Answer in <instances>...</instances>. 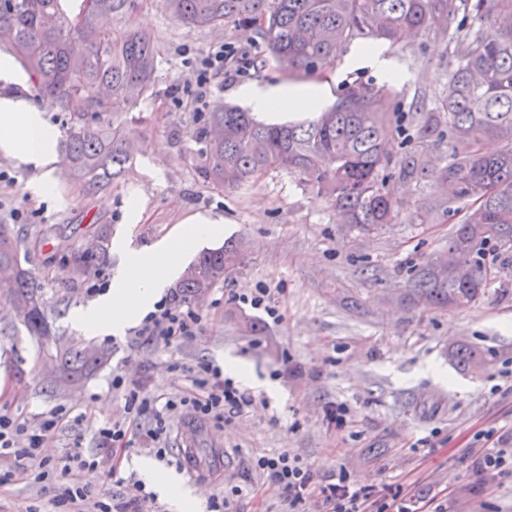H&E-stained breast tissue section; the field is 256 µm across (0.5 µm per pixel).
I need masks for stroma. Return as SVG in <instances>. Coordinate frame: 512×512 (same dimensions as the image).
I'll use <instances>...</instances> for the list:
<instances>
[{
  "mask_svg": "<svg viewBox=\"0 0 512 512\" xmlns=\"http://www.w3.org/2000/svg\"><path fill=\"white\" fill-rule=\"evenodd\" d=\"M115 30L149 33L157 48L154 92L131 112L109 118L129 138L133 158L110 184L91 189L64 179L54 161V190L33 192V172L0 154V223L15 224L20 255L42 287L57 343L83 340L68 314L90 304L88 282L97 273L113 275L118 263L114 239L131 237L148 246L174 237L187 218L200 215L224 220L223 235L199 243L214 249L225 239L241 238L251 259L237 275L209 290L192 307L202 315V329L177 346L147 341L133 333L99 340L109 353L106 365L81 387L50 394L53 364L38 340L23 326L0 335V412L26 418L48 414L58 406L83 415L51 442V454H63L75 438L100 464L78 473L91 494L103 491L125 498L128 482L138 475L130 462L146 456L135 446L112 462L95 447V427L124 416V401L112 389V375L125 373L152 394L172 396L189 388L184 368L206 360L223 366L225 356L247 364L259 381L250 393L254 406L223 424L203 423L195 442L201 456L224 451V468L216 487L196 486L204 499L229 498L228 512H288L281 491L269 485L253 462L262 455L289 450L311 464L322 479L345 467L357 486L383 496L388 488L419 481L422 488L448 501L447 512H512V473L483 474L473 461L484 443L481 430L512 427V266L500 268L487 294L464 308L422 311L398 302L413 266L444 252L461 215L429 211L444 186L427 178L420 183H391L402 202L397 223L363 235L339 224L331 197L284 170H272L252 184L224 189L203 181L201 145L195 132L207 107L241 104L240 86L277 85L288 75L267 48L226 26L194 30L165 11L159 0H136L128 13L111 18ZM246 44L263 59L260 70H247L225 83L206 105L192 103L186 90L201 59L222 44ZM455 40L422 38L413 46L385 50L399 72L393 83L404 103L424 100L435 107L445 95ZM330 87L332 105L351 85H386L374 69H348L337 61L319 77ZM143 204L142 218L128 223L132 197ZM26 220L16 223V212ZM44 233L32 238L35 227ZM105 250L90 254L95 240ZM85 273H78V266ZM271 289L285 314L276 321L252 310L241 295ZM250 312L265 327L260 336L237 330V313ZM465 344L483 364L465 370L451 351ZM183 369L171 371V362ZM440 366L438 379L429 365ZM346 402L351 421L343 430L329 425L325 411ZM53 492L20 480L0 491V512H26L47 506Z\"/></svg>",
  "mask_w": 512,
  "mask_h": 512,
  "instance_id": "1",
  "label": "stroma"
}]
</instances>
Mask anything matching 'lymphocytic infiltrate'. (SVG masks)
Wrapping results in <instances>:
<instances>
[{"mask_svg":"<svg viewBox=\"0 0 512 512\" xmlns=\"http://www.w3.org/2000/svg\"><path fill=\"white\" fill-rule=\"evenodd\" d=\"M251 63L252 55L247 48L232 44L213 48L201 61L195 81L196 99L205 100L211 94L214 82L231 71H244ZM201 325L202 318L195 310L163 301L146 316L139 333L171 347L195 335ZM189 373L191 388L186 395L177 399L170 397L163 402L124 374H113L112 388L122 394L126 416L96 428L94 440L97 447L108 449L117 457L136 442L143 441L162 458L168 453L164 411L187 407L195 419L224 423L252 406V397L232 379L224 377L217 367L201 362L190 368ZM68 421L79 424L83 418L72 415L67 408L56 409L34 423L1 413L0 461L7 462L8 467L0 470V487L22 480L30 473L36 480L51 483L52 512H82L81 505L88 493L74 478L73 472L97 467V457L83 454L77 448L63 458L45 453L48 444ZM256 466L271 485L286 495L289 512H305L306 503L314 498L319 500L322 512H445L443 505H429L422 491L412 487H398L387 501H379L371 491L354 484L342 467L338 468L332 481L318 483L312 466L287 450L257 458Z\"/></svg>","mask_w":512,"mask_h":512,"instance_id":"f902f5d3","label":"lymphocytic infiltrate"}]
</instances>
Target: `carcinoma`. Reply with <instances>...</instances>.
I'll return each mask as SVG.
<instances>
[{
    "instance_id": "cac0c4a2",
    "label": "carcinoma",
    "mask_w": 512,
    "mask_h": 512,
    "mask_svg": "<svg viewBox=\"0 0 512 512\" xmlns=\"http://www.w3.org/2000/svg\"><path fill=\"white\" fill-rule=\"evenodd\" d=\"M189 27L232 24L262 41L295 79L313 78L336 64L348 47L387 43L408 46L419 35L458 38L439 107L415 104L401 111L390 89L347 88L314 121L264 124L233 105L218 104L197 133L202 179L235 189L270 170L283 169L336 200L338 223L369 233L394 224L398 199L387 182H420L427 176L448 185L451 200L465 209L448 236V250L471 268L468 281L435 258L408 278L405 299L417 308L443 311L477 302L494 279L486 255L512 259V0H162ZM135 0H0V34L6 50L28 75L37 95L66 113L71 126L63 144L68 174L94 188L119 175L131 150L125 134L95 125L103 116L133 109L154 88L157 49L142 31H112L98 24ZM413 125L427 145L448 136L451 152L439 170L428 169L421 152L395 159L386 141ZM250 260L245 243L229 239L202 252L176 285L184 301L231 277L225 262ZM0 304L5 319L32 336L56 333L48 321L43 289L19 258L13 228L0 224ZM29 310L19 318L15 305ZM453 357L464 368L479 364L461 344ZM107 353L76 342L56 352L58 376L80 384L107 362Z\"/></svg>"
}]
</instances>
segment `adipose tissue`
Returning <instances> with one entry per match:
<instances>
[{"label":"adipose tissue","instance_id":"ef3b65f1","mask_svg":"<svg viewBox=\"0 0 512 512\" xmlns=\"http://www.w3.org/2000/svg\"><path fill=\"white\" fill-rule=\"evenodd\" d=\"M11 57L0 55V84L7 90L0 94V154L16 158L23 165L38 170L37 190L51 192L52 182L44 168L52 158L58 133L44 118V111L15 88L24 84ZM328 88L320 83L299 85L240 87L239 94L260 117L276 118L281 112L314 113ZM219 217L195 216L180 228L176 243L138 246L123 239L117 244L118 267L106 293L96 301L78 307L74 326L101 338L123 336L126 329L139 323L165 289L181 272L184 258L200 241L220 234ZM142 478L155 486L176 512H198L199 499L185 490L173 476L161 473L149 460L138 464Z\"/></svg>","mask_w":512,"mask_h":512}]
</instances>
